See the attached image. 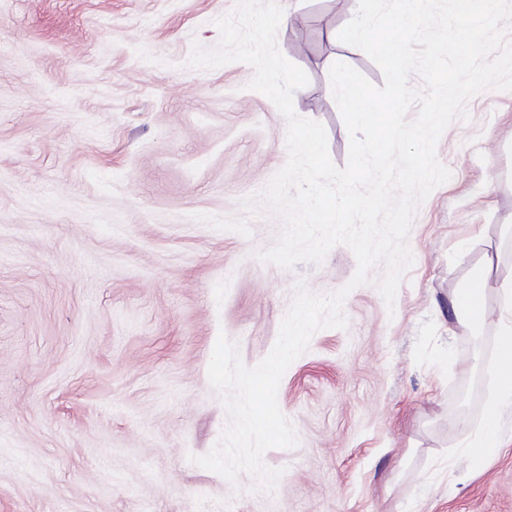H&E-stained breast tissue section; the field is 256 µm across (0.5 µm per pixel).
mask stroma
Here are the masks:
<instances>
[{"instance_id": "35a3bbf8", "label": "stroma", "mask_w": 512, "mask_h": 512, "mask_svg": "<svg viewBox=\"0 0 512 512\" xmlns=\"http://www.w3.org/2000/svg\"><path fill=\"white\" fill-rule=\"evenodd\" d=\"M236 2L0 0V512H512V406L500 448L470 455L497 399V301L480 324L449 303L487 255L512 277V91L442 134L452 176L417 211L394 306L374 268L347 328L316 332L283 375L299 444L265 452L275 488L193 463L226 424L207 375L219 334L255 365L298 282L328 294L357 269L343 245L262 263L272 218L248 238L202 221L244 215L288 157L250 65H186ZM278 3V47L309 78L295 110L345 166L330 67L384 83L330 36L358 0Z\"/></svg>"}]
</instances>
